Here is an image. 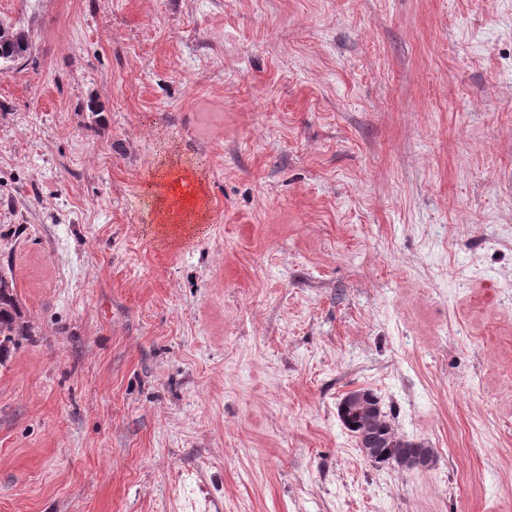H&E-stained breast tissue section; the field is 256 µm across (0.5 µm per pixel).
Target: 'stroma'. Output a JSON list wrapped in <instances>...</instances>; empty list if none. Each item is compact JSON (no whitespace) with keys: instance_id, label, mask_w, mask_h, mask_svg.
<instances>
[{"instance_id":"obj_1","label":"stroma","mask_w":512,"mask_h":512,"mask_svg":"<svg viewBox=\"0 0 512 512\" xmlns=\"http://www.w3.org/2000/svg\"><path fill=\"white\" fill-rule=\"evenodd\" d=\"M0 20V512H512V0ZM29 54L30 43L25 28L7 22L0 23V63L1 59L9 64L20 63ZM12 276L0 271V363L10 350L17 344L16 336H29L28 325L24 320L17 297L14 293ZM373 413H376L375 421H378L380 413L379 400L373 391L369 389L360 388L348 392L338 405L339 419L348 429L358 428V425H354L353 421L359 418L365 419ZM363 427L366 434L373 432L376 433L373 435L374 438L383 442L382 447L379 448L380 451L386 453L389 458L393 459L401 450L414 448L417 445L416 443L398 439L390 425H382L378 427L376 424H364Z\"/></svg>"}]
</instances>
